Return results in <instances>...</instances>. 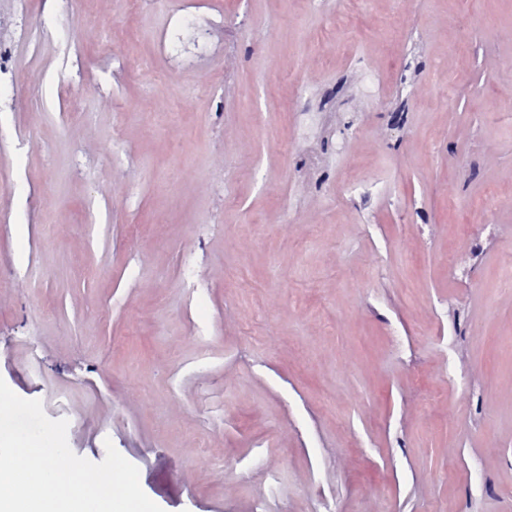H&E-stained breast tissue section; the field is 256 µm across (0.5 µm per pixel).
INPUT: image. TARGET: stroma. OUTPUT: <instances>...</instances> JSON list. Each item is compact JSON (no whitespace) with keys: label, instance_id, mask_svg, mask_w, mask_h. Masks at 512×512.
<instances>
[{"label":"stroma","instance_id":"1","mask_svg":"<svg viewBox=\"0 0 512 512\" xmlns=\"http://www.w3.org/2000/svg\"><path fill=\"white\" fill-rule=\"evenodd\" d=\"M53 10L0 0V378L163 512H512V0Z\"/></svg>","mask_w":512,"mask_h":512}]
</instances>
